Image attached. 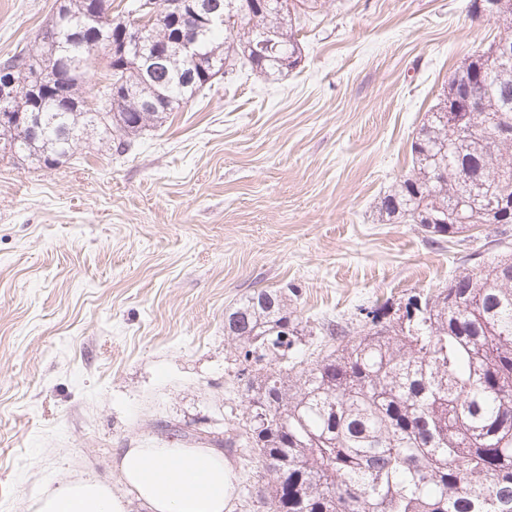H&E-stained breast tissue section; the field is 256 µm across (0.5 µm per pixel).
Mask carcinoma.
Returning a JSON list of instances; mask_svg holds the SVG:
<instances>
[{"label": "carcinoma", "mask_w": 512, "mask_h": 512, "mask_svg": "<svg viewBox=\"0 0 512 512\" xmlns=\"http://www.w3.org/2000/svg\"><path fill=\"white\" fill-rule=\"evenodd\" d=\"M218 13L250 0H204ZM499 40L512 48V0H493ZM112 0H66L71 25ZM291 0L246 13L240 32L222 26L199 39L200 64L178 55L146 72L108 58L95 77L91 47H71L75 75L60 67L23 102L21 123L0 127V157L52 166L88 133L136 136L212 85L224 63L244 59L261 74L302 60ZM278 45L258 57L245 44ZM68 30L51 23L0 63L18 80L64 57ZM512 58L473 54L448 78L443 97L412 142V171L381 199L387 220L418 213L424 238L440 244L489 221L491 202L512 203ZM407 321L376 305L358 327L322 323L336 345L299 371L280 348L298 323L277 290L246 295L224 315V334L244 361H266L245 383L251 414L224 439L254 453L272 477L269 512H512V254L477 263L435 291L405 302Z\"/></svg>", "instance_id": "1"}]
</instances>
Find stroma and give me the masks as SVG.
Segmentation results:
<instances>
[{
	"mask_svg": "<svg viewBox=\"0 0 512 512\" xmlns=\"http://www.w3.org/2000/svg\"><path fill=\"white\" fill-rule=\"evenodd\" d=\"M469 0H324L302 61L236 63L119 153L91 136L52 168L0 159V512L116 451L223 436L246 412L224 315L288 295L316 360L327 320L436 290L512 225L427 243L380 201L448 78L500 35ZM55 0H0V61L32 45Z\"/></svg>",
	"mask_w": 512,
	"mask_h": 512,
	"instance_id": "1",
	"label": "stroma"
}]
</instances>
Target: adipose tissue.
<instances>
[{
	"label": "adipose tissue",
	"instance_id": "1",
	"mask_svg": "<svg viewBox=\"0 0 512 512\" xmlns=\"http://www.w3.org/2000/svg\"><path fill=\"white\" fill-rule=\"evenodd\" d=\"M112 468L124 493L96 478L68 480L41 495L34 512H130L134 500L146 512H225L234 481L229 461L216 449L154 438L121 449Z\"/></svg>",
	"mask_w": 512,
	"mask_h": 512
}]
</instances>
